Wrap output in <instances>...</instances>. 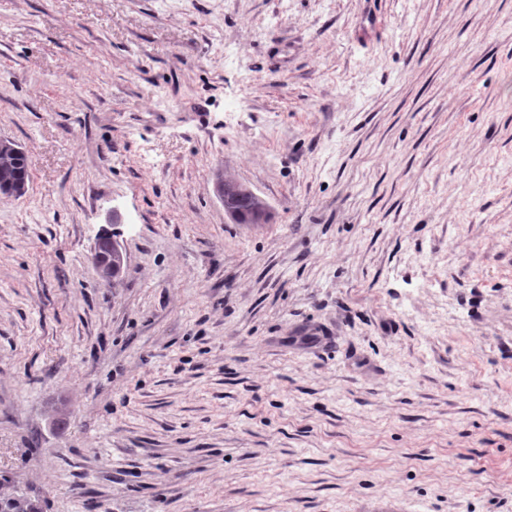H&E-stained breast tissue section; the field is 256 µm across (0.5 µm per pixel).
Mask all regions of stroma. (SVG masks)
Listing matches in <instances>:
<instances>
[{
  "label": "stroma",
  "instance_id": "35a3bbf8",
  "mask_svg": "<svg viewBox=\"0 0 512 512\" xmlns=\"http://www.w3.org/2000/svg\"><path fill=\"white\" fill-rule=\"evenodd\" d=\"M0 137L41 512H512V0H0ZM18 150L15 143L10 140L0 139V153L15 152ZM29 162L28 156L24 151H17L14 155L0 156V192L7 193L16 180H29ZM27 192L25 181L16 183L11 188V195L22 197ZM224 182L227 188H224ZM224 182L219 185V193L224 195L225 211L237 224H262L266 221L267 210L258 199L245 194L238 182ZM110 251V257L106 262L99 264V269L103 278L107 280H110L111 278L112 280H116L120 276L123 264L114 271H112V269L118 262L122 263L124 256L114 235H112V243L111 241L104 239L96 243V257L103 258L107 256Z\"/></svg>",
  "mask_w": 512,
  "mask_h": 512
}]
</instances>
